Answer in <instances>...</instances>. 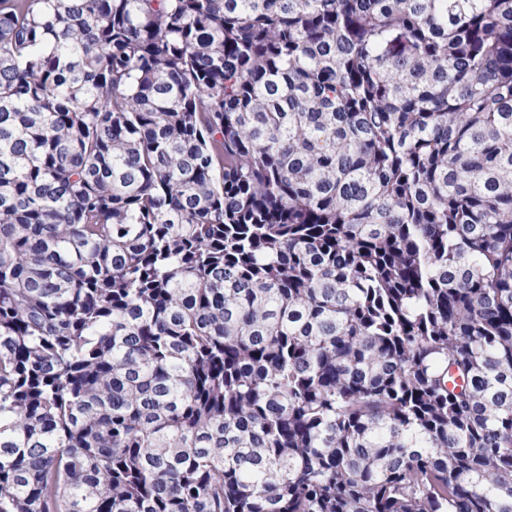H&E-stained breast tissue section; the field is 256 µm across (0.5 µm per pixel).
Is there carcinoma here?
Returning <instances> with one entry per match:
<instances>
[{
  "mask_svg": "<svg viewBox=\"0 0 512 512\" xmlns=\"http://www.w3.org/2000/svg\"><path fill=\"white\" fill-rule=\"evenodd\" d=\"M0 512H512V0H0Z\"/></svg>",
  "mask_w": 512,
  "mask_h": 512,
  "instance_id": "obj_1",
  "label": "carcinoma"
}]
</instances>
